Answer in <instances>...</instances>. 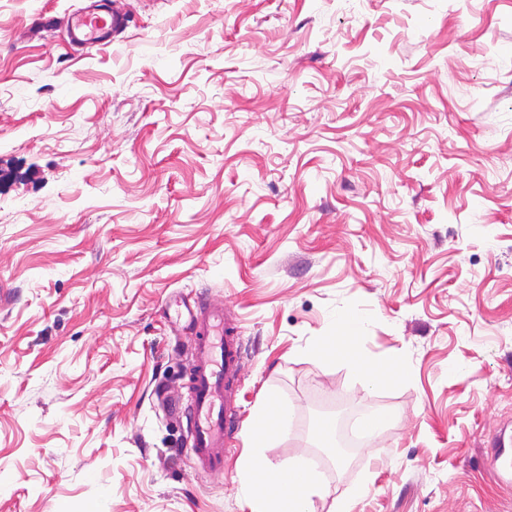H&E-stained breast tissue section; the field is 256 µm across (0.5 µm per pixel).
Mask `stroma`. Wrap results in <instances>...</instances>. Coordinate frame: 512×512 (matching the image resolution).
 Masks as SVG:
<instances>
[{
    "label": "stroma",
    "mask_w": 512,
    "mask_h": 512,
    "mask_svg": "<svg viewBox=\"0 0 512 512\" xmlns=\"http://www.w3.org/2000/svg\"><path fill=\"white\" fill-rule=\"evenodd\" d=\"M0 0V512H248L245 435L317 461L315 512H503L512 422V0ZM223 306L244 350L232 451L191 447L192 341L171 297ZM365 321L368 387L310 358ZM390 422L358 457L316 405ZM125 24V14L116 6L90 9L76 14L68 24V37L73 42L95 44L110 42ZM333 327L334 334L317 337L309 345L308 354L317 360L331 359L335 356L349 357L368 386L381 384L393 371L394 365L388 362L374 363L362 356L360 348L365 338V324L361 317L337 316ZM503 427L491 437L492 448L488 470L492 478L500 485H512V428L507 432Z\"/></svg>",
    "instance_id": "35a3bbf8"
}]
</instances>
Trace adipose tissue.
<instances>
[{
  "label": "adipose tissue",
  "instance_id": "1",
  "mask_svg": "<svg viewBox=\"0 0 512 512\" xmlns=\"http://www.w3.org/2000/svg\"><path fill=\"white\" fill-rule=\"evenodd\" d=\"M330 336L317 337L309 355L317 360L349 357L368 386L381 384L392 372L391 363H374L361 354L365 324L361 317H337ZM289 416L278 400L267 399L251 419L247 506L249 512H314L313 499L321 491V478L305 460L294 459L277 468L265 463V452L287 428Z\"/></svg>",
  "mask_w": 512,
  "mask_h": 512
}]
</instances>
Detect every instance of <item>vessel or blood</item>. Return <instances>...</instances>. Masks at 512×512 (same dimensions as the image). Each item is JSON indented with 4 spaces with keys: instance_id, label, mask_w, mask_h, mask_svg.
Segmentation results:
<instances>
[{
    "instance_id": "obj_1",
    "label": "vessel or blood",
    "mask_w": 512,
    "mask_h": 512,
    "mask_svg": "<svg viewBox=\"0 0 512 512\" xmlns=\"http://www.w3.org/2000/svg\"><path fill=\"white\" fill-rule=\"evenodd\" d=\"M125 24V15L116 6L99 7L71 18V41L95 44L111 41ZM176 318L185 329L195 332L192 388V453L205 470L224 466L228 451V424L234 415V389L238 381L242 346L224 308L215 304L180 303ZM492 448L488 470L501 485H512V431L499 429L490 440Z\"/></svg>"
}]
</instances>
